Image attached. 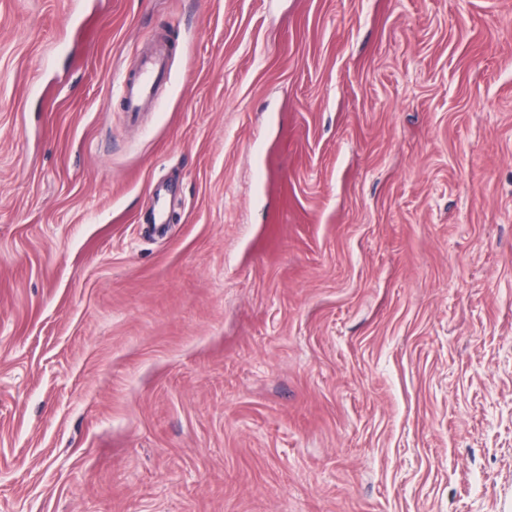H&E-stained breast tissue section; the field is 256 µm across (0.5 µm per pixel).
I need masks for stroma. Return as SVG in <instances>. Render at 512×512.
Instances as JSON below:
<instances>
[{
    "label": "stroma",
    "instance_id": "1",
    "mask_svg": "<svg viewBox=\"0 0 512 512\" xmlns=\"http://www.w3.org/2000/svg\"><path fill=\"white\" fill-rule=\"evenodd\" d=\"M0 512H512V0H0ZM139 69V80L136 84L129 86L127 90L128 106L132 112L138 111L144 104L158 76L163 72L164 62L162 56L159 54L142 59L139 64Z\"/></svg>",
    "mask_w": 512,
    "mask_h": 512
}]
</instances>
